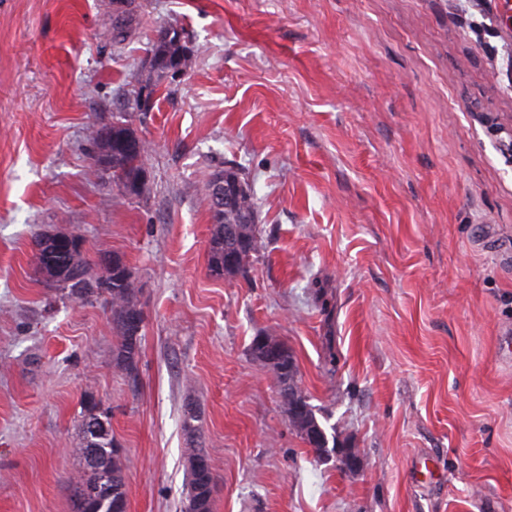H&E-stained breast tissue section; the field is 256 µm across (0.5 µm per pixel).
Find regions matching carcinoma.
Here are the masks:
<instances>
[{"instance_id": "obj_1", "label": "carcinoma", "mask_w": 512, "mask_h": 512, "mask_svg": "<svg viewBox=\"0 0 512 512\" xmlns=\"http://www.w3.org/2000/svg\"><path fill=\"white\" fill-rule=\"evenodd\" d=\"M150 53L155 71L167 72L173 64L182 68L186 66V47L178 29L174 27H164L158 31L150 46ZM119 135L138 139L128 123L116 120L97 128L93 140L97 147L94 164L112 173V182L120 188L133 182H142L149 146L145 140L138 139L141 143L140 149L129 152L118 145L116 137ZM248 215L252 220H257L254 192L251 190L236 207L224 211V223L212 225L208 249L209 272L222 271L226 276L246 273L250 256L261 248V240L256 235V224L244 222ZM229 228L240 229L250 238L248 250L234 270L224 269V234ZM34 246L37 265L47 280L68 290V294L81 302H93L103 298L111 305L112 326L119 338L113 353L119 365L127 371L133 370L140 340L133 339L123 322L127 313L139 310L138 285L132 271L121 262V269L118 271L95 273L84 260L82 252L64 250L55 236L41 234L35 238ZM293 383L296 384V398L292 402L288 400V387L279 388L281 406L302 440L320 455L323 449L311 439L310 432L320 428L321 424L314 407L309 403V397L299 386V378H294ZM80 434L81 442L75 449L77 455L83 456V449L91 445L99 448V454L95 464H82L81 471L72 477L74 496L99 489L103 495L92 504L89 512H126L124 464L120 449L112 439L111 428H106L104 433L96 436L88 431L87 421L84 420L80 425ZM204 492L207 493L208 500H213L214 477H209V485L204 491L195 475H190L184 512H193V505Z\"/></svg>"}]
</instances>
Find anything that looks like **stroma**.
<instances>
[{
	"label": "stroma",
	"instance_id": "1",
	"mask_svg": "<svg viewBox=\"0 0 512 512\" xmlns=\"http://www.w3.org/2000/svg\"><path fill=\"white\" fill-rule=\"evenodd\" d=\"M164 26L190 61L144 104ZM117 116L151 147L137 197L92 160ZM511 135L503 0H0V512H72L92 402L127 512H182L190 401L213 512H512ZM217 166L255 193L243 276L207 269ZM58 232L133 271L135 374L107 303L38 271ZM259 335L356 469L294 431Z\"/></svg>",
	"mask_w": 512,
	"mask_h": 512
}]
</instances>
